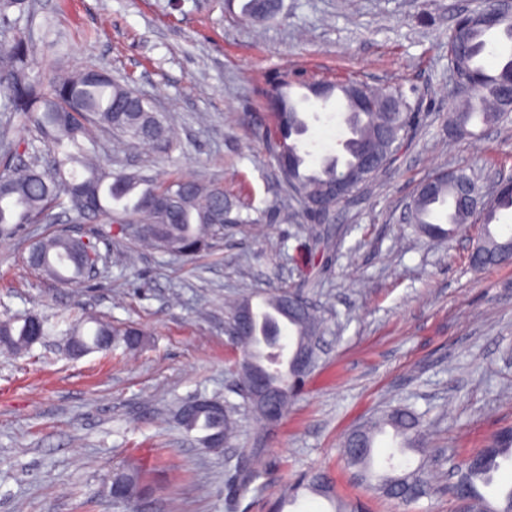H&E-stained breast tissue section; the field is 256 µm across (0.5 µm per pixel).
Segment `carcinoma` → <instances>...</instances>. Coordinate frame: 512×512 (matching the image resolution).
I'll return each instance as SVG.
<instances>
[{"label":"carcinoma","mask_w":512,"mask_h":512,"mask_svg":"<svg viewBox=\"0 0 512 512\" xmlns=\"http://www.w3.org/2000/svg\"><path fill=\"white\" fill-rule=\"evenodd\" d=\"M284 10V0H245L241 18L250 23L273 21ZM35 19L33 0H0V113L7 119L18 117L23 124L34 127L46 147V154L24 150V157L12 152L22 141L3 138L0 143V238L8 239L26 224H42L57 209L72 211L82 220L120 224L128 218L147 230L137 233L139 241L159 252L173 254L183 242L207 245L224 228V214L231 213L224 200V187L200 178L176 176L158 179L139 170L100 162L98 132L108 130L119 138L125 150L149 146L168 152L176 146L171 117L155 111L139 98L133 81L120 82L104 71L90 68L55 79L49 88L31 75L29 32ZM502 35L512 43V14L505 13L493 27L471 23L464 33L448 32V59L460 65L457 75L472 84L449 114V121L460 113L469 123L478 117L489 124L502 118L501 88L512 73V46L504 48L501 62L489 70L482 62L489 37ZM295 81L285 77L267 90V106L271 124L265 131L266 143L279 151L275 158L288 196L301 211L314 201L325 186L336 182L356 167L364 145L377 135L386 121L383 112H358L354 101L346 95L349 82L332 83L334 91L322 99L329 102L337 96L345 101L344 122L351 133L340 155H327L317 166L307 160L301 136L308 123L291 97ZM396 112L394 120L402 127L394 129L395 142L388 155L394 156L408 141L407 127L416 119L415 104L402 91L393 92ZM456 182L440 184L436 195L416 200L415 228L430 237H450L471 217L481 224L476 241L473 267L481 270L508 260L498 247L512 241V230L497 224L499 214L512 209V194H504L484 211H467L468 196L477 195L474 176L464 170L455 171ZM76 236L54 234L36 242L39 264L37 270L48 278L67 285L86 280L82 256L75 245ZM25 313L8 321H0V336L10 342L0 348L17 354L31 348L33 319ZM296 340L314 351L321 322L308 306L295 317L288 318ZM78 351L112 352L116 343L136 349L144 333L137 329L117 332L106 321L91 316L75 319L66 330ZM269 382L283 391L278 416L283 418L288 403L300 394L308 374L288 369L284 375L267 372ZM188 431L205 432L202 443L213 436L229 440L234 432L227 407L218 412H201L189 423ZM391 428L399 439V449L414 450L423 443L422 415L409 406L397 407L369 424L353 431L343 442L341 451L353 476L366 487L382 493L400 506H409L434 491L431 475L421 463L413 469L397 470L388 464V471L378 474L373 469V448L385 428ZM512 454V427L494 434L485 448L456 463L457 480L461 482L466 512H512V487L493 495L486 492L493 482V473L500 461ZM259 478L252 467L237 465L235 494L243 496ZM120 486L126 493L112 499L126 512L145 494L141 473L129 468L113 474L104 483V491ZM306 489L333 505V512H362L357 506L336 501L325 475L319 471L300 474L272 505V512H282L286 501Z\"/></svg>","instance_id":"obj_1"}]
</instances>
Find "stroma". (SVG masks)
I'll list each match as a JSON object with an SVG mask.
<instances>
[{
	"mask_svg": "<svg viewBox=\"0 0 512 512\" xmlns=\"http://www.w3.org/2000/svg\"><path fill=\"white\" fill-rule=\"evenodd\" d=\"M474 0H285L284 17L244 22L225 0H36L30 56L42 81L86 68L130 77L158 111L176 116V146L127 163L161 178L220 184L241 222L186 259L140 250L118 224H32L0 241V321L48 318L31 350L0 355V512H117L105 478L146 471L140 512H226L239 449L255 423L234 391L241 350L230 302L287 289L327 326L304 392L265 438L260 478L237 512H271L295 475L325 471L337 498L365 512H459L449 458L478 452L512 427V263L473 269L477 225L432 239L403 217L418 184L467 169L478 182L512 175V120L473 121L448 134L454 100L447 34ZM290 67L327 80L402 89L419 107L408 144L386 169L336 206L325 224L277 220L290 199L263 138L261 90ZM343 100L305 136L335 151ZM110 255L96 283L62 286L26 264L33 239L58 230ZM146 334L136 352L67 355L73 314ZM193 398L231 404L234 440L203 448L175 412ZM424 418L423 452L393 455L379 437L374 466H432L439 490L404 508L356 482L339 454L344 436L395 406Z\"/></svg>",
	"mask_w": 512,
	"mask_h": 512,
	"instance_id": "1",
	"label": "stroma"
}]
</instances>
